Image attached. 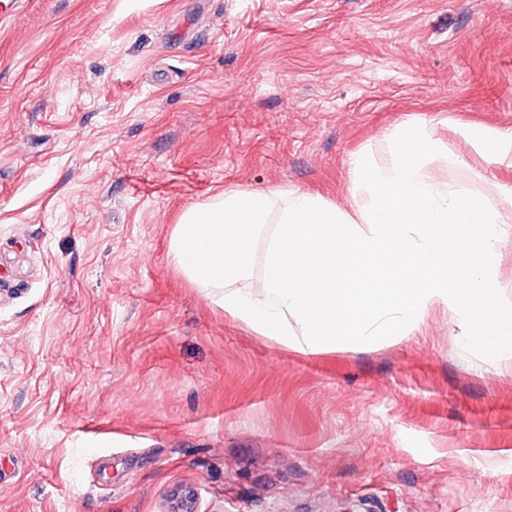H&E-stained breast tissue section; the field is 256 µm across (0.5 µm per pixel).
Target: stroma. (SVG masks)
<instances>
[{
	"instance_id": "35a3bbf8",
	"label": "stroma",
	"mask_w": 512,
	"mask_h": 512,
	"mask_svg": "<svg viewBox=\"0 0 512 512\" xmlns=\"http://www.w3.org/2000/svg\"><path fill=\"white\" fill-rule=\"evenodd\" d=\"M424 130L502 207L512 0H16L0 23V512H512V352L445 306L303 354L170 253L224 190L354 203L353 154ZM461 136L469 144L472 152L488 165H508L512 167V135L504 134L489 127L464 128Z\"/></svg>"
}]
</instances>
